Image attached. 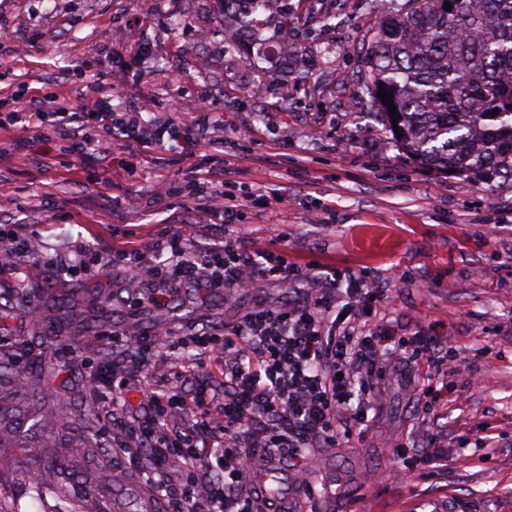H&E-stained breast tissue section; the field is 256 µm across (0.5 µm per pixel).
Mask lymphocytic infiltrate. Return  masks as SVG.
Returning <instances> with one entry per match:
<instances>
[{
	"label": "lymphocytic infiltrate",
	"instance_id": "lymphocytic-infiltrate-1",
	"mask_svg": "<svg viewBox=\"0 0 512 512\" xmlns=\"http://www.w3.org/2000/svg\"><path fill=\"white\" fill-rule=\"evenodd\" d=\"M86 98L81 107L50 110L43 98L13 95L14 108L0 119V131L19 126L36 133L49 121L78 156L93 148L108 153L116 136L132 149L147 150L166 140L186 149L203 141L212 150L221 147L219 140L208 137L213 124L210 112L196 113L187 124L167 120L146 125L137 113L114 111L111 96L99 86H89ZM195 187L196 199L221 219L222 230L210 234L202 247L190 245L178 234L163 235L147 248L116 240L107 261L129 272V296L139 293L137 273L142 269L155 285L159 301L174 288L206 292L248 287L250 271L258 265L275 281H316L314 268L288 264L274 251L248 248L232 236L229 226L241 202L213 183L209 169L197 168ZM325 279L326 286L312 289L303 303L248 310L225 330L223 341H216L206 326L193 333L189 346L224 370V403L219 411H204L202 397L186 396L178 385L150 395L154 415L140 427L135 443L146 451L139 467L155 492H163L161 479L176 466L217 469L224 475L218 483L190 480L171 501V512H255L256 496L242 490L243 476L269 458H296L313 448L341 447L352 427L368 425L371 394L383 378L386 359L401 365L425 397V409H433L438 370L445 366L456 371V354L440 355L433 337L403 339L372 328L367 318L383 296L376 285L352 282L342 291L335 273H327ZM341 296L347 315L337 320L332 310ZM397 454L409 477L448 463L447 451L432 434L426 436L424 449L411 453L401 445Z\"/></svg>",
	"mask_w": 512,
	"mask_h": 512
}]
</instances>
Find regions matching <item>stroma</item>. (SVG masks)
Segmentation results:
<instances>
[{
    "label": "stroma",
    "mask_w": 512,
    "mask_h": 512,
    "mask_svg": "<svg viewBox=\"0 0 512 512\" xmlns=\"http://www.w3.org/2000/svg\"><path fill=\"white\" fill-rule=\"evenodd\" d=\"M376 5L311 0L286 21L273 0L259 29L264 55L251 63L227 50L213 0H0V113L24 88L76 104L100 74L121 69L125 80L104 87L117 110L142 106L148 122L186 121L205 109L221 119L215 135L224 141L220 153L167 142L144 162L116 139L108 159H79L65 155L50 127L14 158L12 134H0V224L24 225L35 248L25 271L0 272V297L23 292L44 311L62 295L83 318L53 342L52 404L25 433L11 421L29 360L17 358L0 378V512H135L153 498L127 447L147 415L146 395L184 352L159 344L146 370L113 347L111 331L230 326L254 306L304 298L306 282L260 275L246 294L219 288L202 299L177 289L164 308L140 307L123 289L126 273L105 264L57 283L60 263L107 252L116 232L145 246L175 232L201 246L213 218L192 198L200 164L225 191L251 196L233 226L237 238L291 263L379 283L385 293L372 327L437 337L459 358L430 417L388 363L368 429L289 461L308 488L291 512H438L444 504L512 512V184L438 173L391 142L357 85L360 39ZM326 11L334 20L324 30L318 17ZM137 43L147 55L129 53ZM277 43L287 44V56L271 54ZM255 85L260 95L251 94ZM124 194L139 208L113 207ZM115 366L125 390L94 388V376ZM99 394L113 395L120 421L100 417L85 429ZM429 430L442 437L447 467L398 483L394 443L421 449ZM488 443L494 458L486 462ZM30 448L66 461L73 480L33 465Z\"/></svg>",
    "instance_id": "1"
}]
</instances>
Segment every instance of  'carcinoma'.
<instances>
[{
  "label": "carcinoma",
  "instance_id": "1",
  "mask_svg": "<svg viewBox=\"0 0 512 512\" xmlns=\"http://www.w3.org/2000/svg\"><path fill=\"white\" fill-rule=\"evenodd\" d=\"M214 3L253 27L270 0ZM362 50L372 109L419 164L487 184L512 181V0H389L363 33ZM382 90L400 116L396 129ZM67 324L62 303L50 328L0 349V375L17 357L35 363L25 382L34 405L45 398L49 343Z\"/></svg>",
  "mask_w": 512,
  "mask_h": 512
}]
</instances>
